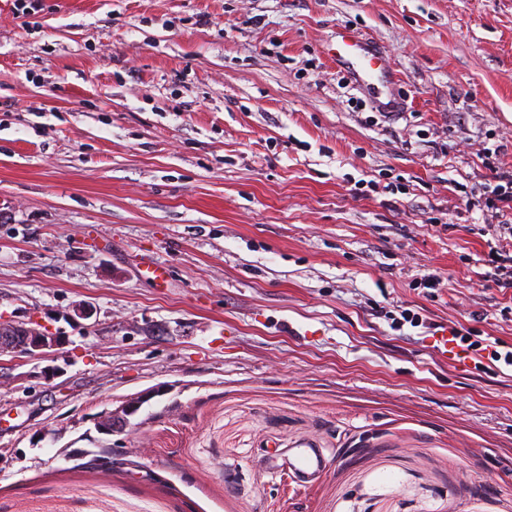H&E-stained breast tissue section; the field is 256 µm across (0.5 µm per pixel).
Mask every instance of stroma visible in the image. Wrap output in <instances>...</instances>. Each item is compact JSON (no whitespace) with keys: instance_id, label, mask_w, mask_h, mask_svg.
Instances as JSON below:
<instances>
[{"instance_id":"35a3bbf8","label":"stroma","mask_w":512,"mask_h":512,"mask_svg":"<svg viewBox=\"0 0 512 512\" xmlns=\"http://www.w3.org/2000/svg\"><path fill=\"white\" fill-rule=\"evenodd\" d=\"M509 168L512 0H0V325L65 338L0 355V512H512V367L434 351L512 345ZM340 37L334 57L336 62L345 64L351 70L356 82L367 85L371 84V79L387 82L386 67L378 64L380 57L371 42L356 39L347 32ZM484 208L490 212L491 222L480 228L488 251L484 253L483 265L487 270L483 273L486 281H491L500 288H512V224L500 220L504 212L512 210V173L496 172L492 181L484 184L481 193ZM502 213V215H500ZM495 218V221L492 220ZM462 331L463 330L459 331L457 329H453V333L455 335L454 338L456 341L458 340L461 343V345L465 346L467 351L479 352L488 350V347H490L491 350L489 351L488 356L492 361H502L504 365L512 367V346L500 345L498 342H494L493 344H495L496 346H493L492 344H488L489 342H486L485 340H471L473 338L472 335H474L472 333V330H464V333ZM483 343H486V348H482ZM497 347L505 348V351L502 353L495 349ZM141 400L137 397L131 399L125 404L112 409V411H106L97 417L95 426L98 431L106 434L122 433L130 425L129 417L133 416L140 404ZM288 457V476L299 484H311L319 480L328 470L327 448H312L302 443L293 448Z\"/></svg>"}]
</instances>
